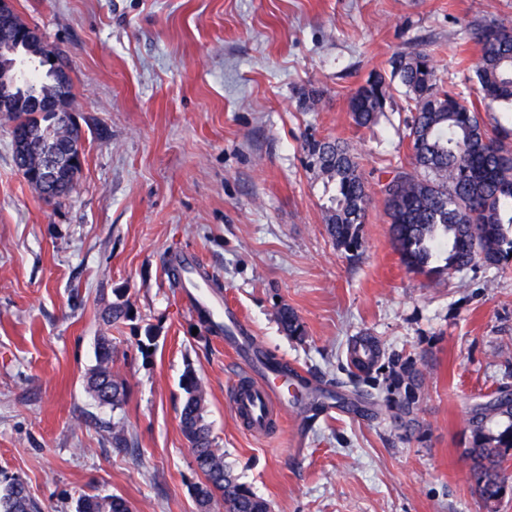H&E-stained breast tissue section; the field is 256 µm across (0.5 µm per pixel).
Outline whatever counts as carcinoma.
<instances>
[{
    "label": "carcinoma",
    "instance_id": "carcinoma-1",
    "mask_svg": "<svg viewBox=\"0 0 512 512\" xmlns=\"http://www.w3.org/2000/svg\"><path fill=\"white\" fill-rule=\"evenodd\" d=\"M469 39L480 48L476 68V94L488 109L512 112V31L495 24H478ZM390 75L376 73L361 85L349 102L354 123L372 126L385 112L392 82L403 89L410 120L406 122L411 169L391 167L378 181L379 194L390 219V237L408 271L429 280L442 274L462 273L481 264L498 270L512 263V149L504 140L512 130L497 123L488 126L474 103L462 92L444 87L433 57L425 52L398 53L390 60ZM24 98L52 93L54 80L32 71L19 77ZM55 113L21 108L12 120L31 128L52 131ZM306 165L319 173L335 195L326 210L327 232L336 248L348 259L364 251L362 224L370 201L354 151L338 140L310 139L305 144ZM81 168L72 169L65 185L27 183L40 196L54 199L71 194ZM443 264H438V261ZM130 304L117 300L102 315L112 326L129 317ZM281 328L290 336L304 335L296 311L286 305L277 312ZM112 337L97 343V367L86 380L92 398L109 394L108 404L120 409L126 400V382L112 371ZM346 368L354 386V400L392 413L394 422L406 431L414 429L413 410L424 382L416 363L398 356L378 357L370 337L360 336L346 348ZM383 376L385 396H374L378 376ZM181 386L185 399L179 413L182 434L191 444L196 469L203 480L193 486L199 512H210L216 499L227 512H271L268 501L256 496L238 481L224 464V453L214 447L205 419V399L194 370L184 373ZM293 401L305 411H318V389L303 380L294 384ZM502 422L497 431L493 420ZM469 431L466 453L473 463L474 492L491 508L512 491L502 465L512 452V387H499L486 401L474 403L467 414ZM0 512H38L26 483L12 478L0 489ZM75 512H131L127 500L117 495H84Z\"/></svg>",
    "mask_w": 512,
    "mask_h": 512
}]
</instances>
